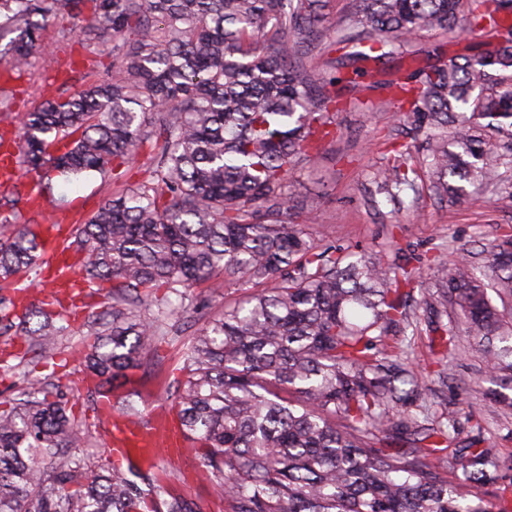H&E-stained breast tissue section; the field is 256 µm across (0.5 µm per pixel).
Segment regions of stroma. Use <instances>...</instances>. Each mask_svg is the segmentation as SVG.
Instances as JSON below:
<instances>
[{
	"mask_svg": "<svg viewBox=\"0 0 512 512\" xmlns=\"http://www.w3.org/2000/svg\"><path fill=\"white\" fill-rule=\"evenodd\" d=\"M80 20L67 16L49 23L43 37L50 42L49 54L36 58L30 73L10 80L6 91L12 107L27 112L37 107L41 98L39 87L43 80H55L61 93L84 80L79 61L92 56L100 77L111 72L112 48H89L77 36ZM477 36L451 35L441 32L422 35L417 40L418 53L399 60L400 70H414L433 64L437 57L471 53ZM339 136L325 143L318 157L300 165L291 174L289 190L302 200L312 198L320 202V211L307 231L320 244L359 245L377 248L392 245L396 250H411L423 257L448 261L491 242L503 226H512V197L495 196L474 191L460 203L448 205L421 192L418 200L398 214L389 207L374 209L369 201V176L381 162L379 142L388 130L397 124L395 107L369 113L347 110L337 113ZM145 157L121 166L106 179H85L67 184L53 181L51 194L75 214L87 217L93 214L102 200L112 191L144 179ZM109 302V291L96 288L75 298L69 317L63 322V331L54 356L44 357L27 352L23 336L15 331L0 334V399L7 398L23 378L58 382L67 390L74 412L93 442L83 448L87 461H96L103 453L104 437L101 428L103 416L95 402L91 387L84 385L83 355L92 342L84 333L86 322L93 320ZM196 329L176 323L172 331L160 339L154 354L148 355L143 365L131 371V381L141 389L149 390L150 403H167L175 395L170 383L180 376L184 352ZM457 380L470 387L469 394H461L455 382L435 386L429 399L432 416H440L453 409L459 418L477 411L485 418L483 445L496 449L499 457L512 462V416L503 417L496 406L485 398L490 388V374L482 357L474 351L461 353L452 363ZM175 487L185 499L192 502L195 512H231L229 503L222 500L215 487L206 479L197 455L175 461L160 456Z\"/></svg>",
	"mask_w": 512,
	"mask_h": 512,
	"instance_id": "35a3bbf8",
	"label": "stroma"
}]
</instances>
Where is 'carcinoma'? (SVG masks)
<instances>
[{
  "label": "carcinoma",
  "instance_id": "cac0c4a2",
  "mask_svg": "<svg viewBox=\"0 0 512 512\" xmlns=\"http://www.w3.org/2000/svg\"><path fill=\"white\" fill-rule=\"evenodd\" d=\"M87 7L83 36L113 42L112 75L16 116L17 162L69 183L150 160L144 181L75 227L83 278L112 284V302L87 324L97 396H112L188 310L168 309L169 296L185 300L222 275L252 292L192 337L171 410L231 512H493L481 496L489 484L509 512L512 476L494 448L459 449L462 478L448 485L457 414L423 417L428 379L391 340L441 336L440 384L448 356L472 342L512 389V229L482 247L484 270L453 262L415 301V255L313 242L315 200L301 221L282 217L296 207L287 176L336 137L337 112L367 107L347 99L364 90L400 105L422 150L414 167L410 148L389 150L373 195L399 207L418 178L439 202L467 184L512 194V0H358L338 26L326 0H0L12 69L29 71L45 52L49 18ZM458 30L493 46L360 81L358 62L399 60L420 33ZM315 32L336 54L328 71L309 67L298 41ZM19 202L0 212L3 280L41 256ZM154 288L167 289L156 311ZM39 314L24 335L49 352L62 313ZM56 388L29 381L0 411V512H192L158 474L76 458L88 435ZM118 404L141 417L137 393Z\"/></svg>",
  "mask_w": 512,
  "mask_h": 512
}]
</instances>
